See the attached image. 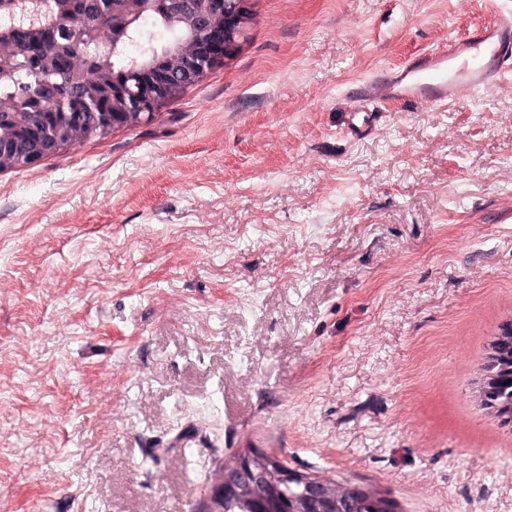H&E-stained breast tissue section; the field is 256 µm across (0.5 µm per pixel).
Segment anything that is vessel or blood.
<instances>
[{"label":"vessel or blood","mask_w":512,"mask_h":512,"mask_svg":"<svg viewBox=\"0 0 512 512\" xmlns=\"http://www.w3.org/2000/svg\"><path fill=\"white\" fill-rule=\"evenodd\" d=\"M512 71V15L463 35L449 37L446 49L417 57L396 77L408 98L429 94L437 102L458 88L488 89Z\"/></svg>","instance_id":"1"}]
</instances>
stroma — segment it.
Segmentation results:
<instances>
[{
  "label": "stroma",
  "mask_w": 512,
  "mask_h": 512,
  "mask_svg": "<svg viewBox=\"0 0 512 512\" xmlns=\"http://www.w3.org/2000/svg\"><path fill=\"white\" fill-rule=\"evenodd\" d=\"M507 4L248 0L153 120L0 172V512H190L243 448L512 512L474 398L512 319V75L394 84Z\"/></svg>",
  "instance_id": "1"
}]
</instances>
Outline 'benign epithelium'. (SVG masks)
Segmentation results:
<instances>
[{
    "label": "benign epithelium",
    "instance_id": "7a95c632",
    "mask_svg": "<svg viewBox=\"0 0 512 512\" xmlns=\"http://www.w3.org/2000/svg\"><path fill=\"white\" fill-rule=\"evenodd\" d=\"M248 0H112V51H117L124 38L134 31L148 13L168 14L171 21L183 25L171 55L163 65L146 69L148 85L145 93L133 89L112 91V111L99 116L107 127H127L146 121L159 110L169 92L178 85L186 88L206 74L237 48L248 19ZM36 121L34 112L0 113V161L11 158L22 166H32L45 156L72 142L81 133V123L58 122L46 126L42 144L19 154L16 143L4 125L29 126ZM270 455L248 448L223 463L221 476L215 479L206 503L209 512H225L224 505L244 499L255 505L268 503L288 482L303 487L301 496L288 507V512H352L353 500L374 499L378 512H390V504L382 492L349 481L328 476L305 475L278 459L268 466Z\"/></svg>",
    "mask_w": 512,
    "mask_h": 512
}]
</instances>
